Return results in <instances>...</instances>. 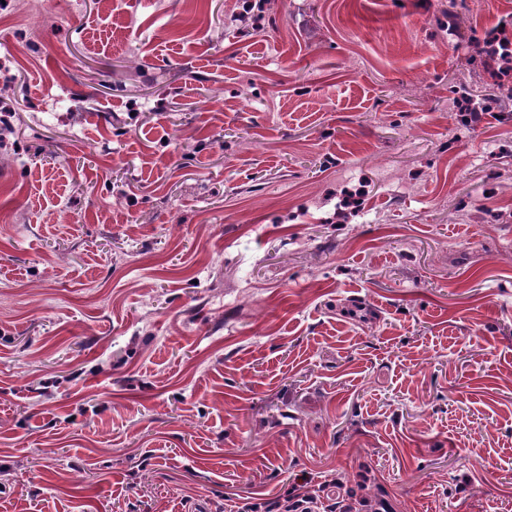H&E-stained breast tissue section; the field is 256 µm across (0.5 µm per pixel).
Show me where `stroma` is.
Listing matches in <instances>:
<instances>
[{
  "label": "stroma",
  "mask_w": 512,
  "mask_h": 512,
  "mask_svg": "<svg viewBox=\"0 0 512 512\" xmlns=\"http://www.w3.org/2000/svg\"><path fill=\"white\" fill-rule=\"evenodd\" d=\"M449 1L0 0V512H512V0Z\"/></svg>",
  "instance_id": "1"
}]
</instances>
